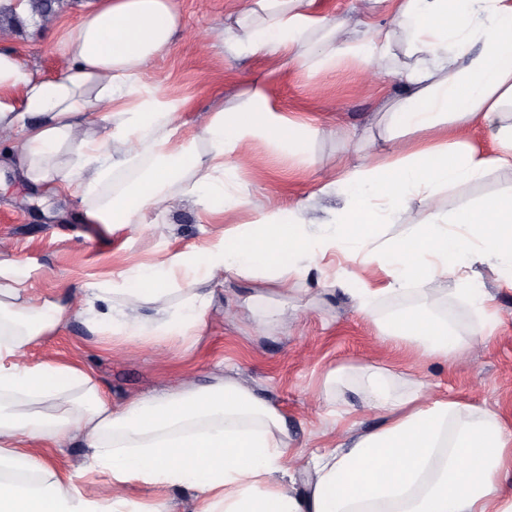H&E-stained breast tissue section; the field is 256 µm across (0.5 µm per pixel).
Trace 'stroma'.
Masks as SVG:
<instances>
[{
  "instance_id": "stroma-1",
  "label": "stroma",
  "mask_w": 512,
  "mask_h": 512,
  "mask_svg": "<svg viewBox=\"0 0 512 512\" xmlns=\"http://www.w3.org/2000/svg\"><path fill=\"white\" fill-rule=\"evenodd\" d=\"M181 17V31L173 49L145 70L144 83L169 97L186 100L178 115L180 134L192 139V150L206 155L208 145L197 132L206 114L217 107L242 104L254 80L268 83L272 99L286 115L298 116L321 133L304 150L290 155L274 143L262 144L239 166L242 194L256 202L288 208L312 191L320 176L354 150L388 156L391 132L385 110L404 94L400 71L380 74L367 83L366 62L348 60L331 69H314L278 54L256 60L232 54L213 43L223 24L233 22L240 0H173ZM84 0H56L51 21L0 13V45L16 49L43 75L54 77L66 61L54 44L76 32ZM363 13L360 32L369 41L375 30L389 26L385 6L369 8L366 0H322L326 20ZM512 194V172L490 171L481 181L443 190L434 209L444 214L479 197ZM80 197L51 196L0 167V249L21 255L29 265L37 292L109 279L113 270L152 259L162 250L183 251L216 241L224 230L250 223L253 213L241 208L215 224L204 223L200 206L176 197L170 211L145 212L141 223L116 231L101 224L82 223ZM317 279L304 289L277 297L278 316L266 323L254 320L249 299L255 283H225L204 324L195 334L152 342L128 341L108 333L95 336L77 320L62 324L53 336L28 353L35 363L48 356L78 360L92 367L113 403L176 390L185 384L204 387L218 369H225L271 402L288 421L291 449L309 452L327 443L334 428L330 409L338 404L359 407L363 428L380 421L377 412L363 410L359 387L361 370L380 366L395 376L399 389H417L468 402L498 413L512 430V287L505 272L480 268L495 315L485 335L470 339V348L456 362L422 357L408 345L392 350L381 340L378 324L400 310L438 299L451 321L467 327L480 322L483 312L472 309L455 280L440 290L411 286L402 294L380 299L374 315L356 312L348 298L333 288L336 278L354 284H377L382 272L376 263L330 255ZM342 376L328 383L334 371Z\"/></svg>"
}]
</instances>
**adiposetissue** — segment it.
I'll return each instance as SVG.
<instances>
[{
  "label": "adipose tissue",
  "mask_w": 512,
  "mask_h": 512,
  "mask_svg": "<svg viewBox=\"0 0 512 512\" xmlns=\"http://www.w3.org/2000/svg\"><path fill=\"white\" fill-rule=\"evenodd\" d=\"M318 0H249L238 28L222 31L225 49L265 59L283 52L315 69L362 57L386 70L396 53L393 31L406 32L407 93L388 111L391 126L422 140L387 162L354 156L321 181L312 203L270 208L238 191L237 171L224 159L252 157L258 142L300 152L316 128L273 104L267 83H253L244 110L216 109L199 136L207 156L178 139L182 104L142 74L169 52L180 27L173 0H88L76 34L59 39L65 71L46 77L10 48L0 49V132L11 135L5 155L29 184L81 197V219L108 230L135 223L145 210H166L170 190L191 180L203 211L220 216L239 207L255 218L225 230L216 242L188 252H161L150 263L114 271L85 284L81 302L70 293H36L27 262L0 252V512H171L168 493L191 491L196 512H512L502 482L512 466V432L497 414L419 391H393L384 370L363 373L365 405L380 423L345 425L332 447L311 453L304 491L287 482L286 419L271 403L230 376L116 405L93 371L54 357L37 363L28 350L78 318L92 334L164 339L197 328L208 315L214 286L228 278L258 280L291 290L327 254L344 251L377 262L379 287L339 281L361 313L373 314L381 295L413 283L453 278L465 296L485 306L479 264L512 272V197L476 210L412 215L411 197L432 200L442 188L481 180L488 170H512V0H392L391 29L370 43L345 20L329 32L327 49L310 56L319 27ZM105 120L98 133L97 120ZM489 128L495 155L472 148L470 131ZM136 169L120 193L115 172ZM341 194L340 213L317 201ZM403 224L401 236L380 228ZM326 225L320 236L307 227ZM187 288H179V281ZM181 292L178 304L164 299ZM156 309L144 319L143 308ZM465 331L431 306L408 309L379 326L385 341L414 345L428 359H458ZM85 450L83 474H102L88 496L71 477L52 470L41 451L63 441ZM158 492L138 506L119 488Z\"/></svg>",
  "instance_id": "1"
}]
</instances>
